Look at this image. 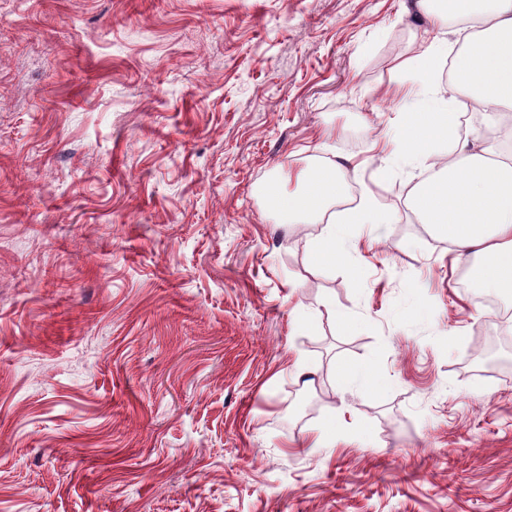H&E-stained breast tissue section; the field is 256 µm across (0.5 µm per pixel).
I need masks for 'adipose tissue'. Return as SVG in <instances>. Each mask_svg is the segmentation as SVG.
<instances>
[{
  "label": "adipose tissue",
  "instance_id": "obj_1",
  "mask_svg": "<svg viewBox=\"0 0 512 512\" xmlns=\"http://www.w3.org/2000/svg\"><path fill=\"white\" fill-rule=\"evenodd\" d=\"M415 6L439 29L454 21L469 24L471 32L453 60H446L448 41L441 37L399 65L429 93L425 109L409 113L402 126L404 148L423 163L437 162L445 143L456 156L412 189L409 208L461 255L481 258L483 290L512 295V154L491 146L470 149L457 134L456 109L463 96L492 118L512 112V0H415ZM446 66L451 80L444 85L438 75ZM348 177L345 165L311 163L297 171L295 190L277 183L264 189L284 222L323 225L310 243L315 267L335 263L351 225L388 221L370 194L343 216L333 213L347 191Z\"/></svg>",
  "mask_w": 512,
  "mask_h": 512
}]
</instances>
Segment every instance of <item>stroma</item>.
<instances>
[{
    "label": "stroma",
    "instance_id": "1",
    "mask_svg": "<svg viewBox=\"0 0 512 512\" xmlns=\"http://www.w3.org/2000/svg\"><path fill=\"white\" fill-rule=\"evenodd\" d=\"M413 2L0 0V512H512V296L396 148ZM345 160L390 220L318 270L262 189Z\"/></svg>",
    "mask_w": 512,
    "mask_h": 512
}]
</instances>
